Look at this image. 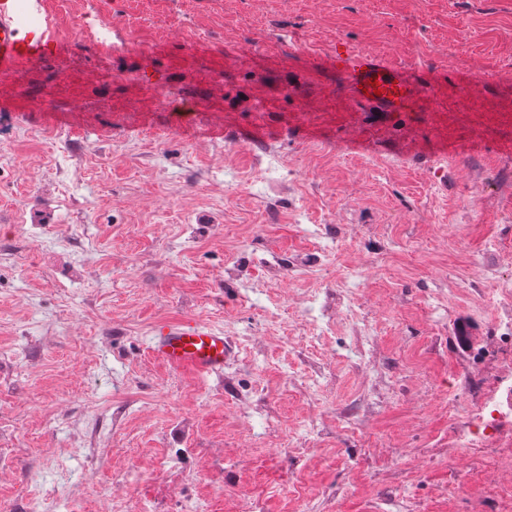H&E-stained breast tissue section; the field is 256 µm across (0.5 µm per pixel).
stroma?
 I'll list each match as a JSON object with an SVG mask.
<instances>
[{
  "label": "stroma",
  "mask_w": 512,
  "mask_h": 512,
  "mask_svg": "<svg viewBox=\"0 0 512 512\" xmlns=\"http://www.w3.org/2000/svg\"><path fill=\"white\" fill-rule=\"evenodd\" d=\"M41 2L62 53L0 77V503L511 500L467 410L512 365V0ZM340 39L423 93L352 103ZM344 288L357 329L303 341ZM185 319L232 337L222 376L149 354Z\"/></svg>",
  "instance_id": "stroma-1"
}]
</instances>
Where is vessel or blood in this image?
<instances>
[{
	"instance_id": "1",
	"label": "vessel or blood",
	"mask_w": 512,
	"mask_h": 512,
	"mask_svg": "<svg viewBox=\"0 0 512 512\" xmlns=\"http://www.w3.org/2000/svg\"><path fill=\"white\" fill-rule=\"evenodd\" d=\"M21 12L20 0H0V76L57 50L41 24L20 21ZM328 65L343 76L346 91L356 104L381 112L404 111L422 92L403 67L343 41L337 42ZM375 84L380 85L381 94L372 92ZM149 350L169 367L218 375L224 370L230 343L223 333L204 324L180 321L159 327L149 339Z\"/></svg>"
}]
</instances>
